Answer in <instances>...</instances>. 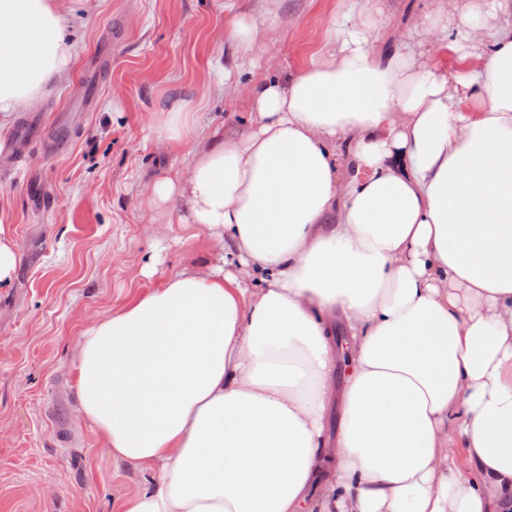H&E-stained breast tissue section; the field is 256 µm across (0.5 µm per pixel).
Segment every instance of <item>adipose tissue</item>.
I'll return each mask as SVG.
<instances>
[{
  "label": "adipose tissue",
  "instance_id": "1",
  "mask_svg": "<svg viewBox=\"0 0 512 512\" xmlns=\"http://www.w3.org/2000/svg\"><path fill=\"white\" fill-rule=\"evenodd\" d=\"M63 2L0 0V129L77 58ZM378 23L149 185L219 251L79 337L77 414L143 476L117 512H512V0Z\"/></svg>",
  "mask_w": 512,
  "mask_h": 512
}]
</instances>
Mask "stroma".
Here are the masks:
<instances>
[{"label": "stroma", "instance_id": "stroma-1", "mask_svg": "<svg viewBox=\"0 0 512 512\" xmlns=\"http://www.w3.org/2000/svg\"><path fill=\"white\" fill-rule=\"evenodd\" d=\"M379 48L419 15L456 0H378ZM348 0H276L279 35L231 77L217 71L233 54L227 31L257 0H87L73 26L80 53L52 94L18 112L0 141L31 117L53 126L86 58L108 47L112 65L95 85L98 105L60 148L28 140L0 172V225L19 262L0 288V512H114L134 492V469L116 474L95 431L75 413L77 338L98 315L193 264L213 242L181 224L177 202L150 208L144 187L183 171L195 137L166 141L154 129L177 100L191 101L205 131L239 135L250 126L249 88L305 65L329 40L330 19ZM156 260L158 274L140 269Z\"/></svg>", "mask_w": 512, "mask_h": 512}]
</instances>
